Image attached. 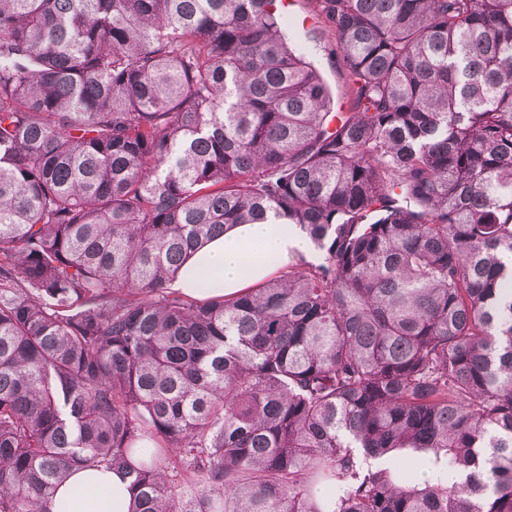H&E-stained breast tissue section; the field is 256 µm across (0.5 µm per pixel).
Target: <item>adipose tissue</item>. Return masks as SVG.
Wrapping results in <instances>:
<instances>
[{
  "label": "adipose tissue",
  "mask_w": 512,
  "mask_h": 512,
  "mask_svg": "<svg viewBox=\"0 0 512 512\" xmlns=\"http://www.w3.org/2000/svg\"><path fill=\"white\" fill-rule=\"evenodd\" d=\"M309 256L308 243L291 224H234L223 236L197 249L180 268L173 288L202 298L205 271L215 274V291L227 297L265 282L289 264ZM130 493L122 473L104 467L74 471L60 484L50 512H128Z\"/></svg>",
  "instance_id": "ef3b65f1"
}]
</instances>
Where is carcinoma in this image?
<instances>
[{
    "instance_id": "1",
    "label": "carcinoma",
    "mask_w": 512,
    "mask_h": 512,
    "mask_svg": "<svg viewBox=\"0 0 512 512\" xmlns=\"http://www.w3.org/2000/svg\"><path fill=\"white\" fill-rule=\"evenodd\" d=\"M275 2L0 0V512H512V0H315L349 112ZM234 224L197 249L180 268L172 287L203 298L231 297L263 283L288 264L310 260L303 233L292 224ZM214 271L217 288H199L204 271ZM129 504L122 473L105 467L82 468L57 487L50 512H128Z\"/></svg>"
}]
</instances>
